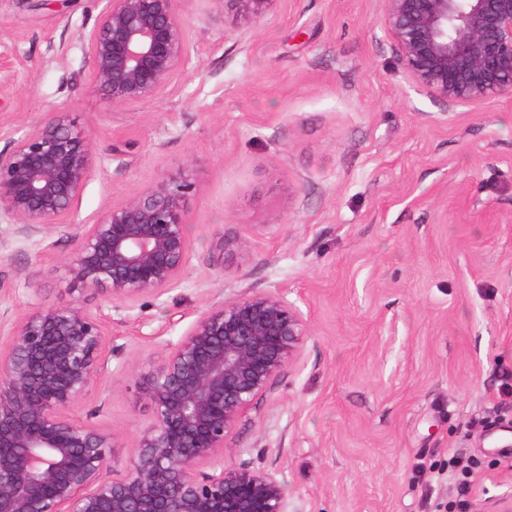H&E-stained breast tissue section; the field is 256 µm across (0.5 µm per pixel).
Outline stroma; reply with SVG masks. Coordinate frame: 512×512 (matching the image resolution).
<instances>
[{
  "mask_svg": "<svg viewBox=\"0 0 512 512\" xmlns=\"http://www.w3.org/2000/svg\"><path fill=\"white\" fill-rule=\"evenodd\" d=\"M100 0H0V149L50 108L93 137L71 228L11 240L0 349L70 285L74 227L192 161L180 285L113 314L108 366L69 411L132 445L133 385L213 302L280 291L308 323L295 364L239 419L224 464L275 471L291 512H448L512 499V97L450 107L397 65L384 0H183L190 58L154 99L115 106L76 32Z\"/></svg>",
  "mask_w": 512,
  "mask_h": 512,
  "instance_id": "obj_1",
  "label": "stroma"
}]
</instances>
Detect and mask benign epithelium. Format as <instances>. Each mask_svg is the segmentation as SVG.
Wrapping results in <instances>:
<instances>
[{
  "mask_svg": "<svg viewBox=\"0 0 512 512\" xmlns=\"http://www.w3.org/2000/svg\"><path fill=\"white\" fill-rule=\"evenodd\" d=\"M78 42L92 82L114 106L152 99L190 53L182 0H103ZM254 17L271 0H231ZM382 30L409 81L450 106L512 95V0H385ZM90 131L56 108L0 150V224L30 239L70 226L93 167ZM191 161L102 212L76 234L69 281L114 311L176 287L191 243ZM104 312L41 307L0 352V512H290L277 473L224 467L240 417L308 336L277 291L212 303L135 388L152 409L134 445L67 410L105 371Z\"/></svg>",
  "mask_w": 512,
  "mask_h": 512,
  "instance_id": "7a95c632",
  "label": "benign epithelium"
}]
</instances>
